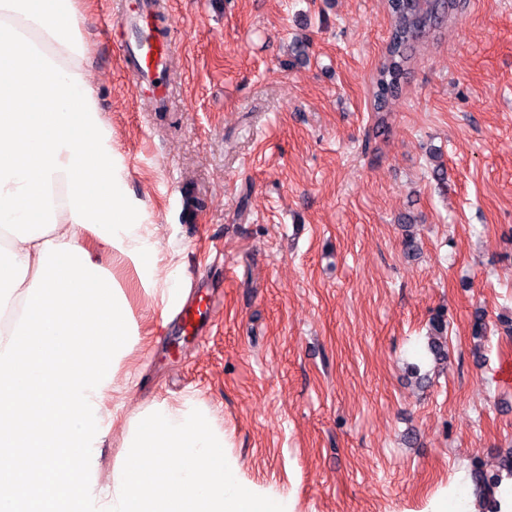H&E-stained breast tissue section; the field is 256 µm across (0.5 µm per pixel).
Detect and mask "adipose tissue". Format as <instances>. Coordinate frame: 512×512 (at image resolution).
Segmentation results:
<instances>
[{
    "instance_id": "ef3b65f1",
    "label": "adipose tissue",
    "mask_w": 512,
    "mask_h": 512,
    "mask_svg": "<svg viewBox=\"0 0 512 512\" xmlns=\"http://www.w3.org/2000/svg\"><path fill=\"white\" fill-rule=\"evenodd\" d=\"M99 112L75 0H0V372L36 422L27 431L0 400V436L40 459L21 501L17 467L0 462V512H289L241 478L227 433L189 399L129 419L111 486L66 492L72 462L97 467L111 361L132 345L104 262L130 259L143 281L156 262Z\"/></svg>"
}]
</instances>
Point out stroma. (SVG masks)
Listing matches in <instances>:
<instances>
[{
  "label": "stroma",
  "mask_w": 512,
  "mask_h": 512,
  "mask_svg": "<svg viewBox=\"0 0 512 512\" xmlns=\"http://www.w3.org/2000/svg\"><path fill=\"white\" fill-rule=\"evenodd\" d=\"M76 4L154 279L216 303L181 336L158 286L112 266L139 341L102 401L98 486L129 418L191 398L243 480L294 512L469 497L473 463L493 472L512 451V0H462L381 116L385 0H163V112L127 78L119 0ZM439 314L444 366L429 349Z\"/></svg>",
  "instance_id": "obj_1"
}]
</instances>
